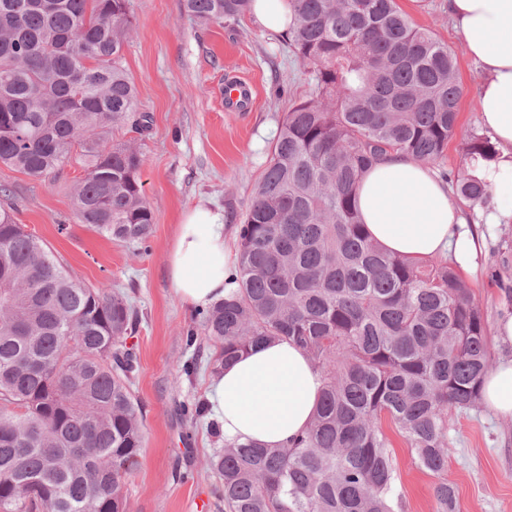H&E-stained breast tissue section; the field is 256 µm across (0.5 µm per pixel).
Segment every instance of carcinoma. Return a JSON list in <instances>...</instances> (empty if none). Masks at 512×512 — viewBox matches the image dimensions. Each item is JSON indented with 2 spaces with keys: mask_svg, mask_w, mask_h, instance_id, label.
Segmentation results:
<instances>
[{
  "mask_svg": "<svg viewBox=\"0 0 512 512\" xmlns=\"http://www.w3.org/2000/svg\"><path fill=\"white\" fill-rule=\"evenodd\" d=\"M128 0H0V165L35 180L71 162L76 219L139 252L153 233L141 181L135 83L122 62ZM253 0H184L236 22ZM288 46L314 78L285 113L238 225L236 288L196 312L187 336L213 346L212 372L254 343L285 339L323 378L309 429L282 448L224 444L208 461L224 512H397L388 418L419 467L452 453L448 415L482 401L492 367L485 317L453 262L411 264L362 224L356 189L390 153L433 163L457 130V59L397 0H294ZM470 160L495 148L472 135ZM456 198L485 202L468 167ZM121 293L70 275L0 208V512H130L126 481L143 447ZM439 512L456 491L434 489Z\"/></svg>",
  "mask_w": 512,
  "mask_h": 512,
  "instance_id": "carcinoma-1",
  "label": "carcinoma"
}]
</instances>
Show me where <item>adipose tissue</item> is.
Returning a JSON list of instances; mask_svg holds the SVG:
<instances>
[{
    "instance_id": "1",
    "label": "adipose tissue",
    "mask_w": 512,
    "mask_h": 512,
    "mask_svg": "<svg viewBox=\"0 0 512 512\" xmlns=\"http://www.w3.org/2000/svg\"><path fill=\"white\" fill-rule=\"evenodd\" d=\"M448 16L482 75L480 123L497 145L485 171L493 198L477 217L448 198V186L427 163L390 154L361 179L357 209L371 237L387 252L418 261L453 256L470 268L484 228L512 223V0H448ZM220 209L185 211L170 252L168 274L178 299L206 307L223 299L229 252ZM322 376L310 357L288 341L251 347L211 380L210 401L229 443L278 448L301 435L317 409ZM489 408L512 416V359L485 377Z\"/></svg>"
}]
</instances>
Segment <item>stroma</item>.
Listing matches in <instances>:
<instances>
[{"label":"stroma","instance_id":"35a3bbf8","mask_svg":"<svg viewBox=\"0 0 512 512\" xmlns=\"http://www.w3.org/2000/svg\"><path fill=\"white\" fill-rule=\"evenodd\" d=\"M417 25L432 29L453 49L463 88L457 132L436 172L464 167V138L483 134L478 97L481 74L455 32L445 0H398ZM136 25L123 50L137 88L139 111L152 128L140 135L121 129L120 139L140 144L141 180L154 224L149 251L136 255L78 223L71 192L83 177L77 164L40 182L0 165V185L18 223L38 237L70 274L84 284L125 293L139 314L131 339L138 362L134 394L143 415L145 446L126 485L131 512H223L221 484L207 467L224 446L207 393L212 348L204 336L188 341L192 309L175 296L169 253L181 214L198 205L244 214L269 156L283 115L313 87L283 37L250 18L208 23L188 16L182 0H129ZM255 86L253 102L224 109L217 88L233 75ZM506 266L491 279L489 266ZM466 280L488 327L512 313V223L494 226ZM198 406L195 418L185 408ZM453 452L436 475L417 466L391 423L392 464L401 491V512H437L434 488L445 480L456 489L458 512H512V416L488 408L448 417Z\"/></svg>","mask_w":512,"mask_h":512}]
</instances>
